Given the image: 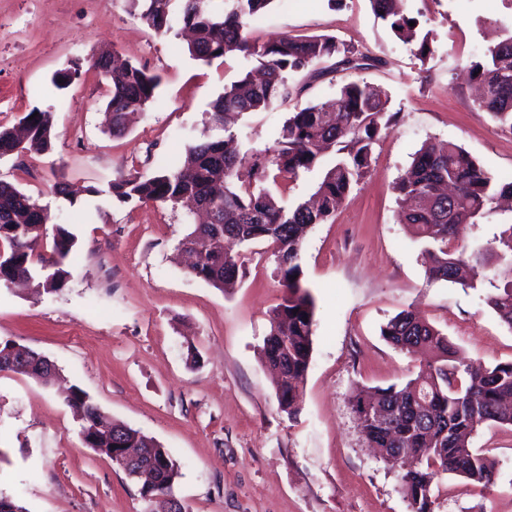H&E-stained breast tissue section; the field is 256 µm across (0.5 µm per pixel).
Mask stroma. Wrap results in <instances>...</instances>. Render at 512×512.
Listing matches in <instances>:
<instances>
[{
    "instance_id": "35a3bbf8",
    "label": "stroma",
    "mask_w": 512,
    "mask_h": 512,
    "mask_svg": "<svg viewBox=\"0 0 512 512\" xmlns=\"http://www.w3.org/2000/svg\"><path fill=\"white\" fill-rule=\"evenodd\" d=\"M406 10L432 33L427 61L370 0H274L251 26L260 41L332 34L376 63L355 71L327 60L322 76L292 75L298 94L239 120L244 149L272 145L289 112L334 98L353 80L386 91L398 114L373 147L370 173L303 242L315 325L291 417L259 357L283 295L273 261H247L235 288H214L184 267L186 209L133 208L105 192L130 168L152 172L161 158L179 160L189 145L221 136L210 104L251 61H195L181 36L156 34L128 0H0V125L36 108L54 112L51 150L0 160V179L49 206L52 223L77 239L61 290L0 288V339L45 355L59 385L82 388L108 417L165 448L188 512H410L349 403L355 387L400 383L419 369L383 340L381 326L412 308L466 361H512V329L486 305L484 289L427 283L423 244L401 224L394 189L430 140L454 142L494 180H512V132L475 108L469 75L498 31L512 30V0H407ZM102 48L161 79L119 137L104 124L106 86L91 67ZM74 65L80 78L57 89L55 73ZM61 180L81 188L76 202L55 195ZM89 186L97 194H86ZM57 387L0 374V494L27 512H142L137 482L84 445ZM473 445L495 460L493 484L437 475L438 512H512V431L482 425Z\"/></svg>"
}]
</instances>
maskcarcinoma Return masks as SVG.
Masks as SVG:
<instances>
[{"mask_svg": "<svg viewBox=\"0 0 512 512\" xmlns=\"http://www.w3.org/2000/svg\"><path fill=\"white\" fill-rule=\"evenodd\" d=\"M213 0H131L140 17L158 34L173 29L174 16L192 37L188 52L205 64L241 54L257 62L255 70L240 75L224 87L211 103L212 118L224 128V138L191 146L182 166L150 174H121L107 189H91L112 199L138 206L148 202L182 205L201 210L207 220L194 225L185 245L196 256L190 274L215 287L235 281L245 265V255L224 250V241L266 245L284 288L281 302L270 314V331L262 359L278 370L276 395L279 409L289 416L298 411L299 384L309 368L315 300L303 283L301 248L307 229L321 224L336 211L354 184L371 168L372 147L382 131L396 123L389 111L388 95L365 82L344 84L332 102L309 104L291 113L279 129L274 146L261 154L240 152L235 134L224 127L228 116L269 111L292 94L289 77L333 57L347 70L367 68L369 57L358 55L333 35H281L260 42L251 36L250 20L274 0H223L216 12ZM375 13L390 22L405 43L417 45L416 56L426 61L430 32L411 25L415 18L400 9V0H370ZM92 68L107 82L106 111L112 133L126 130L129 112L143 109L155 96L158 77L147 68L103 51ZM473 80L483 88L477 109L491 115L503 129L512 131V33L488 46L472 64ZM53 113L24 117L20 128L0 126V159L27 151L51 148ZM340 144L342 156L328 167L317 185V202L292 207L279 204L265 187L294 181L300 173L320 163L326 149ZM407 204L401 216L412 234L424 242L430 264L427 283L444 281L476 289L489 285L487 305L512 329V223L500 225L486 241L464 244L458 238L461 224H475L501 199L512 198V181L499 183L454 142L426 143L395 183ZM48 207L15 185L0 181V285L34 277L49 291L63 288L64 263L76 244L64 226L53 227L51 246H44ZM381 336L395 348L420 359L415 376L402 384L357 388L351 405L360 431L371 448H403L408 460L397 465L411 512H435L431 485L439 466L443 470L488 486L493 464L472 446L479 426L489 423L512 430V361L493 367L464 363L456 348L434 325L403 310L381 328ZM21 358L8 371L47 380L48 359L12 340L0 341V353ZM400 407L382 421L363 414L366 402ZM68 406L81 417V436L89 448L105 454L134 446L164 464L166 479L176 482L179 465L152 438L124 423L98 426V407L81 388L66 396ZM155 471L144 469L136 481L145 512H152L146 495H157Z\"/></svg>", "mask_w": 512, "mask_h": 512, "instance_id": "cac0c4a2", "label": "carcinoma"}]
</instances>
